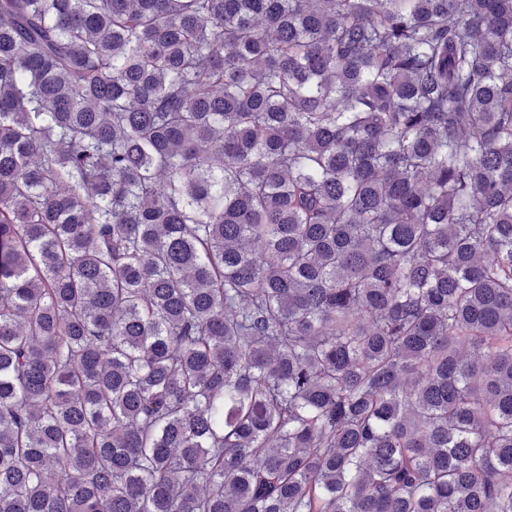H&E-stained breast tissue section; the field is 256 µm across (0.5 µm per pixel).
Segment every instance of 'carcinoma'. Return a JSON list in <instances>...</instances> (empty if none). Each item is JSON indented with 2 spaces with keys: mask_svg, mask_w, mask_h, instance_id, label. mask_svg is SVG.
Here are the masks:
<instances>
[{
  "mask_svg": "<svg viewBox=\"0 0 512 512\" xmlns=\"http://www.w3.org/2000/svg\"><path fill=\"white\" fill-rule=\"evenodd\" d=\"M0 512H512V0H0Z\"/></svg>",
  "mask_w": 512,
  "mask_h": 512,
  "instance_id": "1",
  "label": "carcinoma"
}]
</instances>
